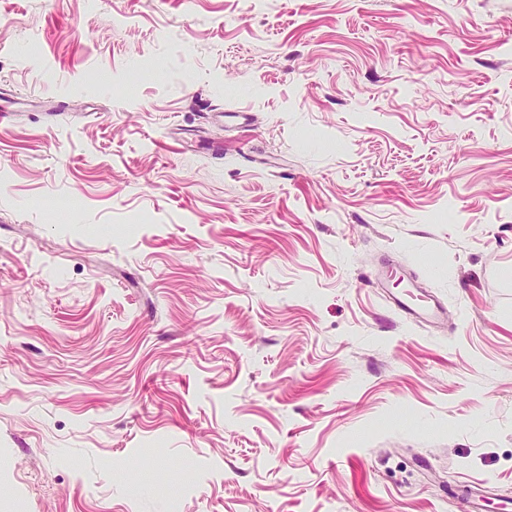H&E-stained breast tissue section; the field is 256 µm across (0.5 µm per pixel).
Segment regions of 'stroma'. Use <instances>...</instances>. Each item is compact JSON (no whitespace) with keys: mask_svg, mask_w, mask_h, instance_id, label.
Instances as JSON below:
<instances>
[{"mask_svg":"<svg viewBox=\"0 0 512 512\" xmlns=\"http://www.w3.org/2000/svg\"><path fill=\"white\" fill-rule=\"evenodd\" d=\"M0 108V512L512 498V0H0Z\"/></svg>","mask_w":512,"mask_h":512,"instance_id":"stroma-1","label":"stroma"}]
</instances>
